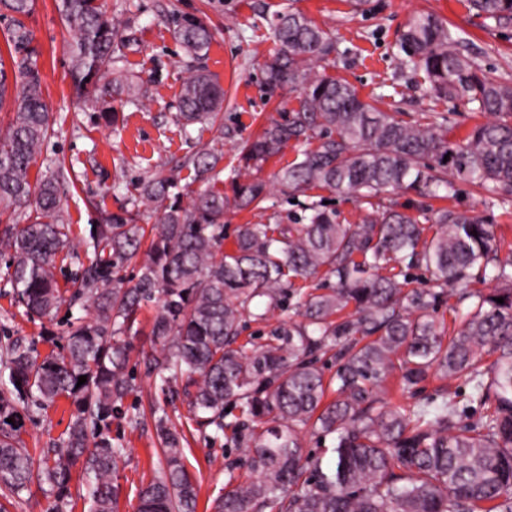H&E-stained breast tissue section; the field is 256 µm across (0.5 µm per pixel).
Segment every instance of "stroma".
<instances>
[{"label": "stroma", "instance_id": "stroma-1", "mask_svg": "<svg viewBox=\"0 0 512 512\" xmlns=\"http://www.w3.org/2000/svg\"><path fill=\"white\" fill-rule=\"evenodd\" d=\"M108 16L122 17L127 40L124 70L143 86L139 103L126 106L117 126H109L98 113L80 110L70 77L66 45L71 39L62 23L56 0H36L26 20L41 50L40 70L44 99L56 116L54 133L45 143L37 167L47 170L64 164L60 184L61 217L70 226L75 258L58 262L59 282L88 264L91 256L83 242L92 225L105 216L134 207L142 183L186 156L205 148L221 155L218 175L224 191H231V169L237 163L239 145L259 135L270 120L284 118L299 102L298 92L287 88L269 93L264 65L277 51L268 26L280 11L293 8L305 13L329 31L336 54L326 73L354 87L359 97L379 109L413 121L422 113L437 112L448 119L454 133H462L480 118L479 113L457 101L430 97L428 86L399 68L402 52L398 38L408 19L418 12H434L463 31L473 44L478 63L494 75L512 81V24L483 26L463 0H367L362 10H353L350 0H100ZM194 16L210 28L213 40L205 64L224 89V129L208 125L183 127L178 100L181 78L192 61L175 34L173 16ZM447 207L473 210L493 224L500 259L512 260V206L486 208L477 187L460 182ZM298 204L288 195L274 192L258 209L224 212V234L233 236L241 224H266L272 220L290 223L299 214ZM80 308L58 311L53 320L27 315L12 305L7 288L0 285V343L12 341L36 346L47 354L65 342L69 316H81ZM154 308L140 311L131 344L128 368L134 390L123 399L118 413L103 428L113 443L124 448L112 480L118 487V512H138L139 492L158 472L161 451L155 421L168 416L182 431L187 467L198 485L197 512H212L213 501L223 496L227 469L242 456L229 437L203 438L186 403L171 401L149 375L145 356L154 351L150 334ZM469 394L464 379L429 376L416 391L401 390L398 376L383 384L384 398L394 405H410L439 399L442 390ZM72 408L59 401L45 411H31L19 433L33 456L60 443L71 419ZM66 493L48 485L32 484L28 491L7 503V512H88L82 470L71 469Z\"/></svg>", "mask_w": 512, "mask_h": 512}]
</instances>
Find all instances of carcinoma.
<instances>
[{
	"label": "carcinoma",
	"mask_w": 512,
	"mask_h": 512,
	"mask_svg": "<svg viewBox=\"0 0 512 512\" xmlns=\"http://www.w3.org/2000/svg\"><path fill=\"white\" fill-rule=\"evenodd\" d=\"M33 7L34 0H0L10 54V68L0 60V109L11 104L0 136V217L33 202L40 218L4 225L0 250L15 302L51 319L65 302L56 259L70 245V225L58 215L64 165L31 178L53 132L40 52L24 21ZM466 7L486 24L512 23V0H466ZM57 8L72 33L66 51L77 98L117 124L123 105L141 94L119 66L123 21L106 16L97 0H58ZM269 28L279 50L265 83L272 92L286 85L300 91L299 107L242 144L233 197L212 186L185 205L174 174L147 181L140 197L157 211L154 224H138L137 213L126 210L84 242L93 259L68 291L86 317L69 324L65 344L44 357L34 347L0 345V488L17 495L36 478L62 493L79 462L90 512H116L112 474L124 449L98 428L133 391L124 336L139 309L154 305L151 336L162 351L147 357L149 372L172 398H187L206 438L230 430L254 475L239 483L228 469L231 489L214 512H512V260L497 258L492 226L473 210L430 209L420 221L381 202L383 194L410 191L447 198L462 181L483 190L488 207L511 205L512 82L465 54L460 29L444 18L412 16L400 37L401 69L423 76L431 97L466 101L488 116L453 139L441 116L404 122L328 76L322 67L336 43L304 13H278ZM176 34L192 59L207 55L212 33L202 21L185 17ZM223 105L213 75L198 69L182 78L183 126L224 132ZM290 142L295 158L276 180L259 178ZM220 161L202 149L182 166L208 181ZM278 188L323 189L367 210L343 224L323 201L308 199L294 223L240 224L224 248V208H259ZM129 264L138 266L131 285L119 276ZM416 266L431 273L434 287L406 288L404 269ZM475 267L492 270L499 287L476 294L463 328L449 337L437 301ZM320 274L321 292L307 290ZM276 311L271 340L239 343L247 321ZM329 353L339 366L327 382L318 363ZM484 353L494 361L483 364ZM396 368L406 390L432 371L465 378L484 415L462 422L466 407L446 392L439 403L389 406L379 389ZM61 398L75 411L61 446L36 466L15 436L23 419L18 403L45 409ZM228 407L239 415L227 423ZM307 425L333 437L330 461L303 455L298 429ZM156 430L164 462L141 488L138 510L196 512L181 438L162 418Z\"/></svg>",
	"instance_id": "carcinoma-1"
}]
</instances>
